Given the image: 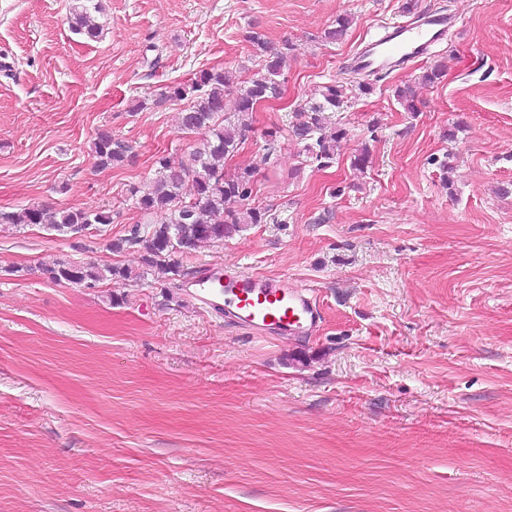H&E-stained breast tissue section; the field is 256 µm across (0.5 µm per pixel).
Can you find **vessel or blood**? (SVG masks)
I'll return each instance as SVG.
<instances>
[{
    "mask_svg": "<svg viewBox=\"0 0 512 512\" xmlns=\"http://www.w3.org/2000/svg\"><path fill=\"white\" fill-rule=\"evenodd\" d=\"M458 13H431L383 26L353 58L362 72L393 70L422 57L448 35ZM203 307L225 315L256 336H312L323 317L318 293L237 266L205 263L190 283Z\"/></svg>",
    "mask_w": 512,
    "mask_h": 512,
    "instance_id": "b4317fda",
    "label": "vessel or blood"
}]
</instances>
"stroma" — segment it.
<instances>
[{
  "label": "stroma",
  "instance_id": "stroma-1",
  "mask_svg": "<svg viewBox=\"0 0 512 512\" xmlns=\"http://www.w3.org/2000/svg\"><path fill=\"white\" fill-rule=\"evenodd\" d=\"M99 2L90 39L73 0H0V209L112 212L79 239L0 224V512H512V0H416L459 23L368 94L352 58L406 0ZM255 32L289 50L282 95L226 169L254 170L267 220L158 282L142 246L109 248L153 222L131 188L202 140L158 97L205 68L248 76ZM437 63L404 110L397 86ZM338 81L321 168L292 126ZM103 129L119 166L95 164ZM59 259L132 276L57 284L39 267ZM207 262L316 289L318 334L200 308ZM92 152L99 167L112 168L125 161L128 146L115 141L109 131H101L94 140Z\"/></svg>",
  "mask_w": 512,
  "mask_h": 512
}]
</instances>
